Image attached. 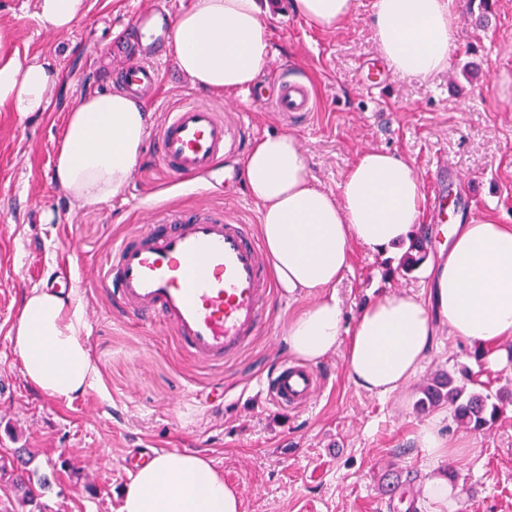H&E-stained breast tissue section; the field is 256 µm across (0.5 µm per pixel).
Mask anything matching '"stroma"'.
<instances>
[{
    "label": "stroma",
    "instance_id": "obj_1",
    "mask_svg": "<svg viewBox=\"0 0 512 512\" xmlns=\"http://www.w3.org/2000/svg\"><path fill=\"white\" fill-rule=\"evenodd\" d=\"M374 0H358L356 16L334 31H317L291 12L289 0H271L266 20L277 54L260 75L264 96L277 87L278 65L309 79L315 112L284 119L247 93L194 91L167 62L147 99L153 121L189 92L223 112L230 123L250 113L243 142L267 132L295 135L316 179L336 192L358 153L382 148L410 161L425 195L431 173L445 160L463 176L458 198L468 208L436 224L423 214L425 263L405 273L400 252L352 249L351 270L337 285L344 325L386 294L429 299L428 264L447 255L450 228L478 218L512 225V0H454L459 42L446 71L427 79L391 75L366 92L359 63L379 59L370 26ZM163 0H85L69 30L43 26L35 0H0V53L30 62L54 60L61 81L47 111L27 119L0 108V457L23 448L30 471L53 475L46 512H118L131 473L123 466L139 448L198 453L223 471L242 512H404L385 494L409 492L418 512H512V364L494 365L469 344L437 328L429 356L403 389L380 397L346 378L342 354L317 363L324 385L300 408L270 404L262 377L286 361L288 323L310 298L276 295L273 321L240 356L204 367L187 358L169 330L125 316L95 287L98 258L114 238L148 223L162 206H210L244 224H260L258 204L238 177L242 155L225 156L222 176L176 184L154 166L144 144L130 183L100 206H80L58 192L54 160L69 107L79 93L117 86L119 69L136 60L125 34L138 11ZM69 265L85 302L86 344L97 375L93 386L61 399L29 384L14 348L25 294L42 274ZM465 376L467 392L501 400L503 415L488 432L461 428L447 406L426 412L416 403L435 373ZM459 448L433 458L416 435L429 420ZM449 475L446 504L425 495L429 478Z\"/></svg>",
    "mask_w": 512,
    "mask_h": 512
}]
</instances>
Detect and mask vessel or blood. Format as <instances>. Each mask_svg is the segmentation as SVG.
Returning a JSON list of instances; mask_svg holds the SVG:
<instances>
[{"mask_svg": "<svg viewBox=\"0 0 512 512\" xmlns=\"http://www.w3.org/2000/svg\"><path fill=\"white\" fill-rule=\"evenodd\" d=\"M171 25L165 13L136 15L129 42L139 62L119 75L128 90L157 81ZM251 97L292 115L316 104L309 86L285 68L272 99L256 90ZM153 138L156 162L169 175L208 180L224 155L239 148L241 130L188 98L165 113ZM98 268V287L108 289L127 315L162 322L185 354L205 366L222 365L249 346L268 321L277 291L252 225L220 207L156 209L151 223L124 236ZM318 391L308 366L283 365L267 380V397L279 407L307 403Z\"/></svg>", "mask_w": 512, "mask_h": 512, "instance_id": "b4317fda", "label": "vessel or blood"}]
</instances>
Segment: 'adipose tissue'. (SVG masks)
Segmentation results:
<instances>
[{
    "mask_svg": "<svg viewBox=\"0 0 512 512\" xmlns=\"http://www.w3.org/2000/svg\"><path fill=\"white\" fill-rule=\"evenodd\" d=\"M48 28L70 29L84 0H35ZM309 26L333 31L356 14L358 0H292ZM260 0H192L175 18L169 51L193 86L232 93L253 86L275 53ZM371 27L381 58L403 77L425 79L447 69L457 46L453 0H375ZM59 80L48 60L0 56V107L25 119L47 111ZM151 114L121 88L80 95L70 108L54 162L57 189L80 205L111 201L132 179ZM241 176L260 207V235L283 290L313 296L288 325L291 358L316 363L344 353L357 388L387 395L403 388L429 354L434 322L471 345L493 346V362L512 363V225L476 220L457 225L433 286V304L411 293L382 296L344 330L336 287L350 269L353 246L394 251L408 243L425 205L413 162L366 149L336 193L314 182L298 139L268 133L256 140ZM78 291L31 289L14 332L28 381L63 398L92 387L96 369L85 341ZM119 512H241L223 473L197 454L155 453L122 491Z\"/></svg>",
    "mask_w": 512,
    "mask_h": 512,
    "instance_id": "obj_1",
    "label": "adipose tissue"
}]
</instances>
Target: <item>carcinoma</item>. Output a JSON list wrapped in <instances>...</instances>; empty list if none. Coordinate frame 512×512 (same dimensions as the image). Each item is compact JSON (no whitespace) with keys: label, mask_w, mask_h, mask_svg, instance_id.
Segmentation results:
<instances>
[{"label":"carcinoma","mask_w":512,"mask_h":512,"mask_svg":"<svg viewBox=\"0 0 512 512\" xmlns=\"http://www.w3.org/2000/svg\"><path fill=\"white\" fill-rule=\"evenodd\" d=\"M425 259L424 240L412 242L410 250L399 260L398 269L410 272ZM422 397L417 407L426 411L441 405H448L454 420L464 424L473 432H487L503 413V407L490 401L489 396L480 393L465 394V388L456 384L451 373H440L431 378L421 389ZM0 474L9 475L17 501L20 505H33L50 487L47 476L37 479L19 468L0 465Z\"/></svg>","instance_id":"1"}]
</instances>
